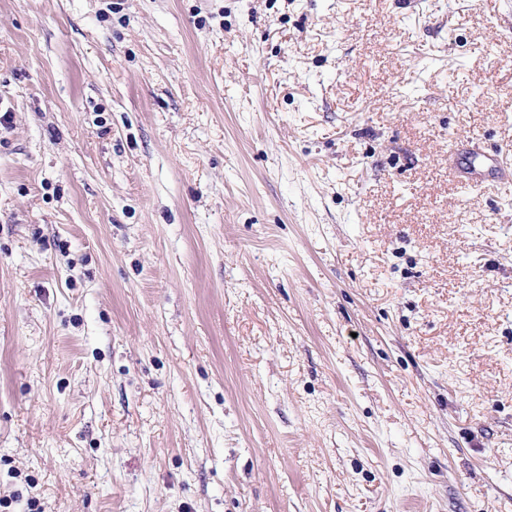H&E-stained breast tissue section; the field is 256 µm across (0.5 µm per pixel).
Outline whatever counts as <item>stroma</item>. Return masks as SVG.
Returning <instances> with one entry per match:
<instances>
[{
    "label": "stroma",
    "instance_id": "1",
    "mask_svg": "<svg viewBox=\"0 0 512 512\" xmlns=\"http://www.w3.org/2000/svg\"><path fill=\"white\" fill-rule=\"evenodd\" d=\"M0 512H512V0H0ZM464 179L458 181L459 187L468 189L482 181L486 176H493L497 179H506L510 185L509 178L512 177V166L506 161L501 162L478 154L472 155L465 167L460 172Z\"/></svg>",
    "mask_w": 512,
    "mask_h": 512
}]
</instances>
